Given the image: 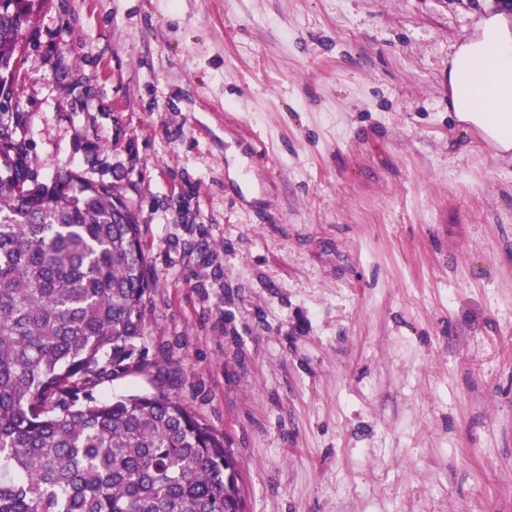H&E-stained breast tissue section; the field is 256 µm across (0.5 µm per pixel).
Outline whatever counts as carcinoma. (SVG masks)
<instances>
[{
	"mask_svg": "<svg viewBox=\"0 0 512 512\" xmlns=\"http://www.w3.org/2000/svg\"><path fill=\"white\" fill-rule=\"evenodd\" d=\"M33 0H0V69ZM0 125V512H241L223 437L161 393L97 400L143 337L151 271L115 186L42 182Z\"/></svg>",
	"mask_w": 512,
	"mask_h": 512,
	"instance_id": "obj_1",
	"label": "carcinoma"
}]
</instances>
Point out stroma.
Here are the masks:
<instances>
[{
	"mask_svg": "<svg viewBox=\"0 0 512 512\" xmlns=\"http://www.w3.org/2000/svg\"><path fill=\"white\" fill-rule=\"evenodd\" d=\"M493 0H34L0 123L118 182L140 354L244 512H512V155L448 108Z\"/></svg>",
	"mask_w": 512,
	"mask_h": 512,
	"instance_id": "stroma-1",
	"label": "stroma"
}]
</instances>
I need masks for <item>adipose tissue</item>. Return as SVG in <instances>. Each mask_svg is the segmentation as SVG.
<instances>
[{"label":"adipose tissue","instance_id":"obj_1","mask_svg":"<svg viewBox=\"0 0 512 512\" xmlns=\"http://www.w3.org/2000/svg\"><path fill=\"white\" fill-rule=\"evenodd\" d=\"M448 83L458 124L495 154L512 152V28L501 16L484 19L454 52Z\"/></svg>","mask_w":512,"mask_h":512}]
</instances>
